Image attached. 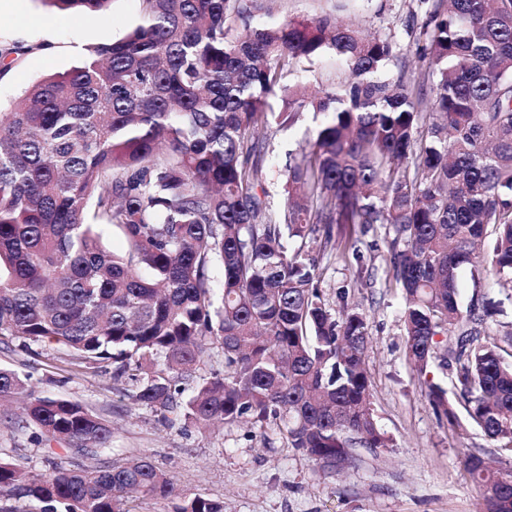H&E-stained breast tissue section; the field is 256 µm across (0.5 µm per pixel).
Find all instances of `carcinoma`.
<instances>
[{
  "label": "carcinoma",
  "instance_id": "carcinoma-1",
  "mask_svg": "<svg viewBox=\"0 0 512 512\" xmlns=\"http://www.w3.org/2000/svg\"><path fill=\"white\" fill-rule=\"evenodd\" d=\"M71 13L111 0H47ZM123 37L92 43L0 112V343L53 341L78 366H112L135 401L197 425L282 423L286 447L324 469L352 449L388 448L372 408L366 316L331 313L305 251L335 224L386 226L418 376L438 359L469 425L512 452V364L482 343L485 311L463 306L461 276L512 285V0H433V98L382 76L397 47L324 15L276 20L264 0H139ZM332 54L350 78L309 94L288 75ZM322 115L282 170L272 209L260 124ZM128 248L108 250L103 231ZM222 273L215 286L213 269ZM455 344L439 353L448 334ZM213 348L224 374L186 385ZM425 397L461 426L447 390ZM46 443L96 455L112 426L79 402L41 396L0 369V399ZM483 512H512V470L465 456ZM173 512H224L181 492L146 457L31 474L0 459V499L37 512H132L139 497Z\"/></svg>",
  "mask_w": 512,
  "mask_h": 512
}]
</instances>
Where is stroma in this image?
<instances>
[{"instance_id": "obj_1", "label": "stroma", "mask_w": 512, "mask_h": 512, "mask_svg": "<svg viewBox=\"0 0 512 512\" xmlns=\"http://www.w3.org/2000/svg\"><path fill=\"white\" fill-rule=\"evenodd\" d=\"M271 8L278 18L331 14L393 40L399 53L387 65V75L404 76L417 89L433 87L435 78L415 46L428 19L423 0H273ZM139 15V0H112L107 11L82 16L56 10L45 0H0V45L28 49L0 72V109L9 110L47 75L79 65L89 44L121 38ZM314 128L309 117L288 131L259 128L257 135L267 145L262 176L273 208L284 203L279 171L287 152L304 145ZM384 237L379 224L366 232L338 225L331 244L318 240L309 250L319 258L320 287L332 311H339L336 294L343 290L346 303L367 317L372 408L392 447L356 448L352 463L324 470L304 452L282 447L273 423L262 431L247 423L205 429L181 421L169 427L159 411L131 400V384L77 368L58 344L16 340L0 344V369L31 375L43 395L85 405L111 423L112 445L95 456L61 450L47 457L32 429L18 428L12 408L0 402V458L46 475L56 464L92 469L146 455L185 493L222 501L224 512H478L477 488L464 471L466 454H479L505 470L512 468V453L469 425L451 431L436 417L424 382L448 384V372L434 365L422 380L407 360L401 298L386 262ZM462 288L467 304L502 301V313L488 318L481 339L512 362V295L490 279L476 284L466 276Z\"/></svg>"}]
</instances>
